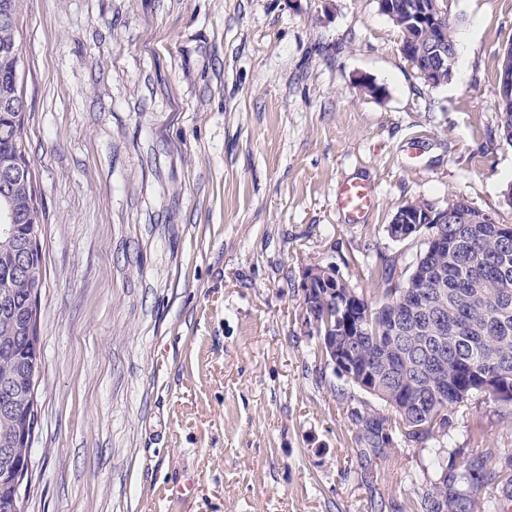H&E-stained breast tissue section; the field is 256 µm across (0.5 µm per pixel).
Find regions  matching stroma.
<instances>
[{
    "label": "stroma",
    "mask_w": 512,
    "mask_h": 512,
    "mask_svg": "<svg viewBox=\"0 0 512 512\" xmlns=\"http://www.w3.org/2000/svg\"><path fill=\"white\" fill-rule=\"evenodd\" d=\"M431 85L378 0H22L42 211L40 424L26 512H411L427 444L364 458L315 358L306 267L376 293L407 201L512 224L495 108L512 0H452ZM374 82L375 96L364 88ZM377 203L353 222L346 181ZM443 464L512 460V405L449 412ZM436 3V7L440 10L439 14H445V11H443V8L447 10V22L445 25V30L441 31L439 35L441 36L442 41L447 45L448 48L441 42L440 38H436L432 45L429 46L430 48H433V52L435 53V61L432 64H429L425 67H422L419 71L420 76L428 83V84H434L438 78V73L442 69L448 68V71L443 72L440 74L439 80L436 82L435 85H439L442 83L448 82V80L453 75V69L455 66V57L448 51H454L457 57V50H456V41L454 36V26L453 22L450 19V8L449 7V14H448V4H445L444 2L447 0H433ZM433 1H426L427 4L433 3ZM327 279H330V273L326 267L313 265L306 270L303 280L304 313L305 310L312 305L313 295L317 292V288L312 287L315 280L319 283H323V281Z\"/></svg>",
    "instance_id": "obj_1"
}]
</instances>
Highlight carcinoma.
Listing matches in <instances>:
<instances>
[{
  "mask_svg": "<svg viewBox=\"0 0 512 512\" xmlns=\"http://www.w3.org/2000/svg\"><path fill=\"white\" fill-rule=\"evenodd\" d=\"M19 0H0V101L17 94L7 80L20 67L15 39ZM403 35V48L422 53L425 61L430 33L404 22L396 23ZM23 113L0 107V213L18 218L15 233L0 235V384L13 381L20 364L32 359L27 336H37V319L32 295L43 284V270L29 275L16 272L17 256L32 238L41 236L42 224L33 193V172L26 157ZM448 248L431 258L434 269L432 302L440 308L446 333L428 325L426 315L417 313L400 326L394 342L380 336L336 337L337 348L347 352L360 366L372 371L370 395L387 407L348 409L364 455L379 458L405 439V430L421 424L427 410L445 405L451 410L479 395V380L494 374L503 382L500 403H512V297L502 301L505 287L512 288V243L505 244L492 224H441ZM374 279L384 284L373 296L337 277L336 295L352 293L360 298L362 312L375 310L399 295L402 281L394 280L392 259H380L370 267ZM444 361L448 382L437 379L435 365ZM18 436V423L0 412V442ZM29 449L19 444L9 458H0V512L10 508L7 471L21 468ZM509 512L512 508V474L503 468L487 467L478 456L460 468L452 467L429 481L413 500L412 512Z\"/></svg>",
  "mask_w": 512,
  "mask_h": 512,
  "instance_id": "1",
  "label": "carcinoma"
}]
</instances>
